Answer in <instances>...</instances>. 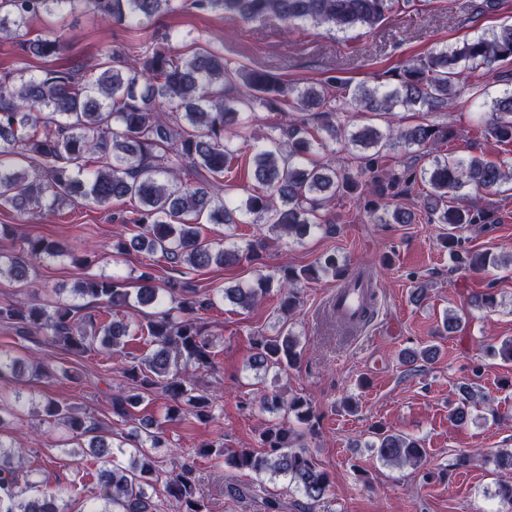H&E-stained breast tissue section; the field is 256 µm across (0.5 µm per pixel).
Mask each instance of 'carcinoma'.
Listing matches in <instances>:
<instances>
[{
  "instance_id": "1",
  "label": "carcinoma",
  "mask_w": 512,
  "mask_h": 512,
  "mask_svg": "<svg viewBox=\"0 0 512 512\" xmlns=\"http://www.w3.org/2000/svg\"><path fill=\"white\" fill-rule=\"evenodd\" d=\"M401 0H192V7L210 14L232 15L243 21L274 16L289 23L327 26L340 32L373 28L382 23ZM98 13L115 23H141L179 9V0H0V38L19 35L29 19L59 15L76 7ZM184 48L154 47L136 57L115 53L112 61L91 66L82 75L49 70L41 76L22 69L0 74V208L19 215L38 202L54 210L78 198L95 207L107 208L113 201L130 198L136 209L119 213L113 220L132 224L137 233L128 240L119 236L112 247L123 254L129 249L149 256L160 255L180 269L182 277L156 284L155 264H142L136 294L128 293L123 279L99 275L79 282L77 297L99 302L98 317L79 315L80 307L60 303L49 310L18 302L0 304V322L12 324L22 338L43 336L68 354L99 351L123 353V338L138 336L147 351L130 355L122 368L129 390L112 398V412L121 419L154 389L168 397L167 417L191 416L199 421L211 417L212 394L196 384L188 368L213 369L214 344L199 311L214 306L201 296L187 278L215 264L233 265L246 256L262 258L263 239L240 244H212L202 238L199 217L212 224L233 225L240 215L253 216L252 223L267 226L273 239L284 237L300 243L313 231L333 232L336 225L321 213L324 203L336 196L363 198V177L370 176L373 193L383 204L364 203L372 217L379 207L390 213L395 224H410L414 212L399 203L422 183L428 188L424 208L434 224L448 225L441 243L458 266L474 271L495 263L486 252H473L462 245L459 230L486 224L489 212L470 200L473 193L493 195L512 181V167L483 156L453 157L440 153L439 145L454 132L446 126L416 125L407 130L364 124L353 130L336 124L331 99L345 97L347 84L329 76L315 84L298 87L266 71L246 67L232 69L224 55L180 37ZM28 55L54 57L63 49L53 33L21 45ZM512 59V24L483 32L460 46L448 47L405 65L393 84L358 85L350 103L359 112L388 114L397 106L421 111H448L459 96L460 81L469 70H493ZM259 104L283 114L273 127L277 135H263L254 145V178L261 190L247 195L244 204L214 191L215 182L233 172L237 149L224 137V129L237 121L244 107ZM484 132L500 143L512 144V87L493 98ZM344 138L355 168H339L312 159L328 148L327 140ZM414 148L429 157V166L411 163L399 174L382 178L385 153ZM27 160L22 167L16 162ZM197 180L183 182L181 174ZM65 255L63 247L40 237H28L15 255L0 252V275L7 273L25 282L34 264ZM349 284L361 280L372 287L371 278L354 273L328 256L310 267L284 269L279 278L280 309L292 313L301 303L300 284L322 276ZM272 277L261 276L245 288L224 289V298L243 310L270 291ZM152 307L147 322L117 319L116 307ZM248 367L256 372L293 369L302 360L300 341L291 330L278 336H255ZM33 372L35 377L57 374L66 379L75 374L58 371L51 362L0 354V383L10 384ZM459 403L449 411L455 424L466 422L470 405L478 396L474 386L460 387ZM263 404L283 419L263 433L261 455L249 449L224 452V446L205 443L182 455L171 471L157 467L150 449L160 447L161 432L144 425L133 430L135 444L127 461L116 460L114 444L99 434L90 415L48 398L43 413L48 424L89 437L88 450L96 459L94 490L85 512H159L155 498L164 496L177 512H206L196 479L197 459L215 457L256 475L271 471L288 478L313 506L330 491L328 474L312 453L300 444L298 425H311L316 418L309 400L278 393L264 395ZM370 447L379 458L396 466L418 467L426 459L419 439L382 428ZM22 449L0 439V512H69L66 504L49 490L36 496L17 491L22 472ZM503 474L496 496L512 508V449L493 458Z\"/></svg>"
}]
</instances>
